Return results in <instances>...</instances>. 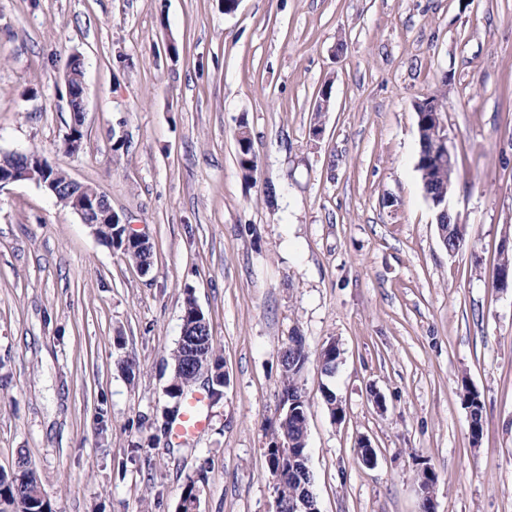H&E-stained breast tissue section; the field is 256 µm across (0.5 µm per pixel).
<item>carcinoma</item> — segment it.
Masks as SVG:
<instances>
[{"label":"carcinoma","instance_id":"obj_1","mask_svg":"<svg viewBox=\"0 0 512 512\" xmlns=\"http://www.w3.org/2000/svg\"><path fill=\"white\" fill-rule=\"evenodd\" d=\"M237 160L244 176L250 178L258 169V158L253 151L251 138L246 131H241L237 138ZM428 184L431 188L451 190L453 179L448 177V169L433 166L427 172ZM448 241V252L458 251L466 241V229L461 224H442L439 226ZM104 239H111L112 244L123 250L126 257L138 267L149 266L151 263V250L138 244H125L124 232L119 225L105 224L98 230ZM512 271V241L509 236L502 238L499 248L498 272ZM200 328V319L197 318L195 300L187 296L182 315L181 336L173 350V369L168 394L171 398L182 401L184 393L195 384L203 375L207 376L209 389L212 394L221 395L224 388V364L221 355L217 354L215 347H210L207 360V369L202 372L195 368L184 367L187 363L186 345L183 340L189 339ZM293 347L288 352V360L281 364V392L288 397V438L293 447H304L307 436L308 400L300 385V379L309 361L310 352L302 337L290 338ZM341 351L335 344L320 351L318 360L324 371H331L338 366ZM463 400L469 409V432L473 439H478L483 433V402L480 394L463 386ZM267 453L272 463L288 470V480L276 487V496L283 505L294 500L304 504L305 509L313 507L308 501V489L312 475L306 459L300 458L296 453L283 454L278 448H269ZM0 512H53L50 500L44 495L36 471L31 467L27 456L19 455L16 467L9 476L0 473Z\"/></svg>","mask_w":512,"mask_h":512}]
</instances>
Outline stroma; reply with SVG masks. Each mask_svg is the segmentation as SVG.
Here are the masks:
<instances>
[{
  "instance_id": "1",
  "label": "stroma",
  "mask_w": 512,
  "mask_h": 512,
  "mask_svg": "<svg viewBox=\"0 0 512 512\" xmlns=\"http://www.w3.org/2000/svg\"><path fill=\"white\" fill-rule=\"evenodd\" d=\"M441 89L468 230L452 254L417 169L414 103ZM12 151L102 191L153 251L141 273L35 183L0 189V472L26 454L54 512H176L190 482L197 512H274L266 449L296 332L343 352L301 378L318 512H422L426 466L436 512H512V288L493 286L512 229V0H0ZM189 296L227 383L179 443L163 423ZM66 68H71V71H73L74 73L77 72L82 77H84V70H79V64L75 63L74 58H70ZM72 77L73 75L70 73V70L64 73V79L68 93L69 110L73 111L74 106L76 105L79 108V112H72L73 121L70 127V133L67 140V147L72 151H76L77 149H79L82 143L83 128L86 119V87L82 77H78L77 84H71L70 80ZM237 160L244 176L250 178L258 169V158L253 151L251 138L246 131H241L237 138ZM463 400L466 408L469 409V432L476 440L483 433V402L480 394L468 386L463 389Z\"/></svg>"
}]
</instances>
